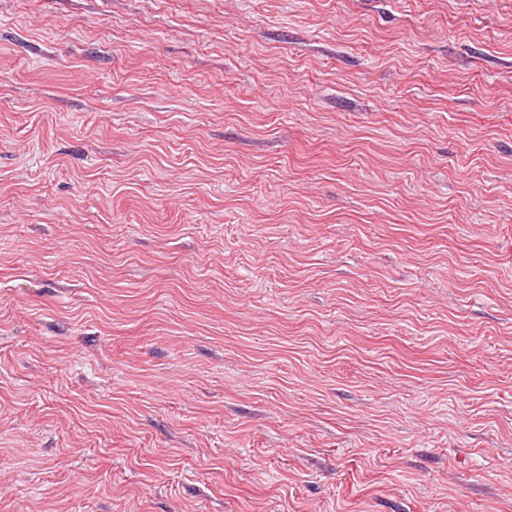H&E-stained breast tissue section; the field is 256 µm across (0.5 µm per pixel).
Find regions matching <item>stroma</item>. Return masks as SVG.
Instances as JSON below:
<instances>
[{
	"instance_id": "35a3bbf8",
	"label": "stroma",
	"mask_w": 512,
	"mask_h": 512,
	"mask_svg": "<svg viewBox=\"0 0 512 512\" xmlns=\"http://www.w3.org/2000/svg\"><path fill=\"white\" fill-rule=\"evenodd\" d=\"M0 512H512V0H0Z\"/></svg>"
}]
</instances>
